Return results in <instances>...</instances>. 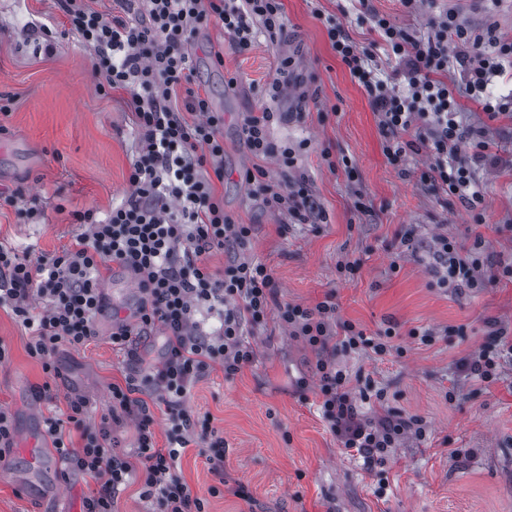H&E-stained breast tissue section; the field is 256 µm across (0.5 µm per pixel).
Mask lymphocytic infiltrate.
I'll use <instances>...</instances> for the list:
<instances>
[{
    "label": "lymphocytic infiltrate",
    "instance_id": "1",
    "mask_svg": "<svg viewBox=\"0 0 512 512\" xmlns=\"http://www.w3.org/2000/svg\"><path fill=\"white\" fill-rule=\"evenodd\" d=\"M139 18H111L88 9L84 0H56L72 28L91 47L105 70L103 84L128 95L138 138L123 202L103 219L94 211L77 214L83 224L72 247L36 257L0 247V308L11 310L32 340L28 353L48 377H57L53 354L58 346H85L97 335L96 320L107 304L102 270L119 267L138 280L140 300L131 320L120 321L110 337L113 348L138 364V342L160 332L165 338L161 362L148 372L132 370L124 384L110 388L109 405L97 424H88V399L67 397V414L44 421V434L66 467L96 480L82 512H112L113 497L134 473L144 480V497L156 499L162 512H204V502L177 473L178 461L195 447L215 474L224 472V436L209 419L195 418L185 407L193 385L212 366L231 376L255 359L243 337L245 326L258 327L276 314L290 336L312 349L319 379L320 408L329 431L365 465L383 463L407 438L426 434L422 418L402 417L386 409L383 390L352 392L339 353L371 351L382 357L391 350L393 329L366 335L340 320L337 307L324 300L312 307L275 305L272 272L248 252L250 225L235 223L215 194L224 177V115L208 96L195 89L189 47L203 26H218L235 48L251 47L257 32L270 42L284 36L282 0H122ZM384 41L400 58L403 89L365 72L358 52L342 26L328 30L332 49L350 74L362 81L384 138L383 153L391 164L426 152L434 163L429 179L468 205L481 202L472 164L488 148L458 118L455 93L446 81L449 63L464 76L469 98L489 119L512 105L491 102L488 88L512 60V42L484 35L448 13L432 21L426 37L416 39L388 18L375 19ZM273 112L244 113L240 135L258 163L243 179L258 185L265 204L301 224L316 223L321 214L304 184L272 180L262 158L280 153L294 162L291 148L275 150L269 140ZM435 255L444 270L440 283L465 284L481 290L488 280L481 258L483 240L466 243L444 235L435 238ZM234 250L223 270L211 271L209 257ZM217 316L218 327L205 329ZM164 405L170 427L166 446H158L152 404ZM378 407L363 414L362 404ZM137 430V462L117 452L118 428Z\"/></svg>",
    "mask_w": 512,
    "mask_h": 512
}]
</instances>
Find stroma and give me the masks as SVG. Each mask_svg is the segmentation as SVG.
<instances>
[{"instance_id":"stroma-1","label":"stroma","mask_w":512,"mask_h":512,"mask_svg":"<svg viewBox=\"0 0 512 512\" xmlns=\"http://www.w3.org/2000/svg\"><path fill=\"white\" fill-rule=\"evenodd\" d=\"M290 40L270 44L258 36L235 50L215 26L193 41L196 80L224 115V179L216 183L224 212L252 225L251 255L271 268L278 303L312 306L333 295L340 319L373 336L394 327L396 354L376 358L340 354L351 388L383 389L385 404L422 418L428 431L397 448L374 469L345 453L321 417L315 355L289 336L275 317L245 336L256 352L251 366L225 378L221 366L201 378L186 406L210 416L224 433V473L211 472L196 448H186L178 471L204 501L205 512H512V358L485 382L471 377L465 360L477 349L497 351L493 327L512 332V278L499 277L475 292L438 284L434 239H465L479 232L491 260L512 259V120H488L481 106L464 101L465 122L484 128L489 148L475 164L483 198L475 207L425 179L426 153L402 165L383 154L379 115L364 87L336 57L327 30L343 26L371 54L382 78L397 81L399 58L375 29L389 18L416 38L429 20L452 12L476 28L495 24L512 41V0H282ZM49 36H33L29 23ZM223 64H215V53ZM295 59L303 82L271 100L267 87L281 53ZM99 65L53 0H0V245L51 254L73 245L82 228L76 213L104 217L128 189L137 139L122 91L101 94ZM288 113L273 123L274 144L299 153L294 167L278 156L265 160L270 177H304L324 213L315 224L288 223L269 210L258 187L242 172L255 163L239 135L243 113L261 108ZM365 211H356V201ZM287 224V236L278 227ZM412 229L415 255L401 252L400 233ZM342 260L361 263L354 278L340 276ZM110 307L99 316L88 346H59V376L47 379L26 346L27 331L0 308V408L17 429L0 456V512H61L81 508L97 487L74 470H32L22 448L37 419L66 412L68 395L90 400L87 423H97L109 388L122 382L123 356L109 336L114 321L134 315L140 293L123 270H104ZM433 330V343L418 334ZM50 383L51 396L34 389ZM37 417H29L31 404ZM244 485L249 499L234 495Z\"/></svg>"}]
</instances>
